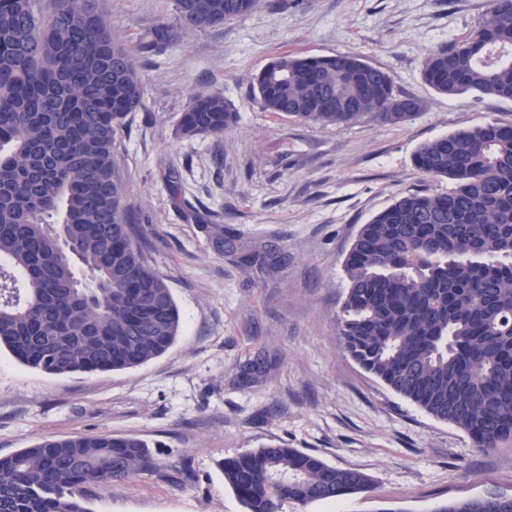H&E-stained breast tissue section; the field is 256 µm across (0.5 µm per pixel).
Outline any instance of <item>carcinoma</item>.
<instances>
[{"instance_id":"obj_1","label":"carcinoma","mask_w":512,"mask_h":512,"mask_svg":"<svg viewBox=\"0 0 512 512\" xmlns=\"http://www.w3.org/2000/svg\"><path fill=\"white\" fill-rule=\"evenodd\" d=\"M258 0H175V21L132 48L99 0H0V348L49 374L141 366L175 342L171 289L132 234L114 155L142 104L140 67L181 31H204ZM437 92L512 102V0H489L463 40L429 51ZM262 108L319 126L367 114L396 125L420 110L388 72L354 55L270 61ZM236 112L219 92L192 95L176 135L220 139ZM414 161L446 192L403 194L362 225L344 264L338 333L368 373L475 447L512 442V122L422 143ZM153 468L131 435L47 440L0 457V512H89L90 488ZM246 512H283L366 492L370 479L276 442L219 462ZM437 512H512L488 496Z\"/></svg>"}]
</instances>
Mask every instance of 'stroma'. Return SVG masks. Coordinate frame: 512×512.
<instances>
[{
  "mask_svg": "<svg viewBox=\"0 0 512 512\" xmlns=\"http://www.w3.org/2000/svg\"><path fill=\"white\" fill-rule=\"evenodd\" d=\"M114 35L135 44L173 0H101ZM487 0H260L220 27L183 34L143 65V105L116 137L135 228L179 307L173 346L142 366L51 375L0 350V457L46 439L109 433L146 440L156 463L93 490L90 512H245L218 463L272 441L357 469L373 489L283 512H436L512 496V443L483 451L367 373L343 348L345 257L362 224L410 190L444 192L414 164L418 146L512 102L446 96L424 79L429 50L461 40ZM351 54L388 71L421 109L314 126L264 111L251 78L283 55ZM219 91L237 113L223 138L181 139L192 93ZM176 175L172 197L166 175ZM270 251L246 269L209 227Z\"/></svg>",
  "mask_w": 512,
  "mask_h": 512,
  "instance_id": "35a3bbf8",
  "label": "stroma"
}]
</instances>
